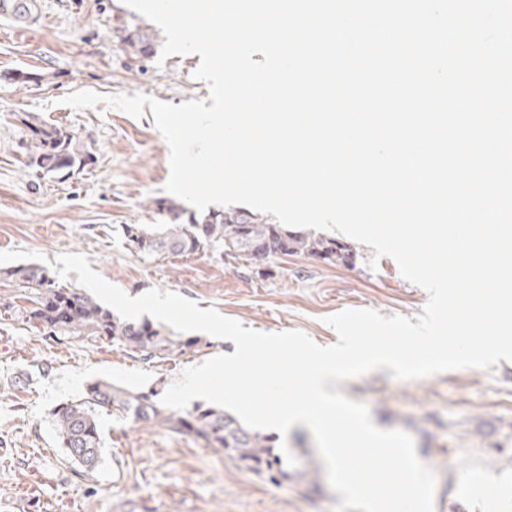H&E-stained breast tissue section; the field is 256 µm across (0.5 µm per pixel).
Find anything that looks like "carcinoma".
Masks as SVG:
<instances>
[{
  "mask_svg": "<svg viewBox=\"0 0 512 512\" xmlns=\"http://www.w3.org/2000/svg\"><path fill=\"white\" fill-rule=\"evenodd\" d=\"M28 17L35 0H0V9ZM125 43L136 55L148 56L153 42L146 34L132 33ZM30 129L26 146L27 168L46 176L70 173L92 162L77 146L74 134L58 125H36L31 116L21 118ZM147 208L171 216L168 224H123L120 234L136 252L154 258L221 249L224 256L246 265L272 264L288 256H304L332 265H353L357 253L348 242L323 234L272 224L245 210L213 211L202 219L179 222L180 206L173 200L149 199ZM24 289L25 322L53 336L103 338L135 358L166 359L184 355L200 339L176 335L148 320L121 319L96 298L56 282L39 264L0 269ZM112 408L136 421L191 435L206 448H216L259 477H288V464L275 452L269 435L251 430L236 417L216 408L196 405L172 412L148 396L98 380L88 385L82 399L57 405L52 422L73 462L93 470L101 459L102 441L97 411Z\"/></svg>",
  "mask_w": 512,
  "mask_h": 512,
  "instance_id": "obj_1",
  "label": "carcinoma"
}]
</instances>
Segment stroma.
<instances>
[{
	"label": "stroma",
	"instance_id": "35a3bbf8",
	"mask_svg": "<svg viewBox=\"0 0 512 512\" xmlns=\"http://www.w3.org/2000/svg\"><path fill=\"white\" fill-rule=\"evenodd\" d=\"M36 2L26 19L0 12V268H52L60 254L81 253L129 295L174 292L244 327L299 330L325 347L338 341L325 319L339 311L422 314L427 292L391 258L370 268L374 250L364 244L352 266L289 256L246 267L220 251L160 260L131 252L120 225L170 221L145 206L166 195L169 146L152 113L136 119L102 103L76 110L62 99L89 90L175 105L204 100L208 87L193 77L201 57L161 58L162 30L123 0ZM137 30L153 39L149 57L124 42ZM21 71L30 82L14 80ZM26 112L67 127L95 163L65 179L28 175ZM23 294L0 280V512H337L340 498L304 426L287 436L297 465L273 482L194 438L106 409L98 415L102 459L91 475H78L54 429L55 406L80 399L97 380L163 396L187 367L232 344L205 334L186 355L134 358L109 340L57 339L30 327L19 315ZM337 389L365 403L378 427L413 436L437 474L435 512H512V361L416 380L380 369Z\"/></svg>",
	"mask_w": 512,
	"mask_h": 512
}]
</instances>
